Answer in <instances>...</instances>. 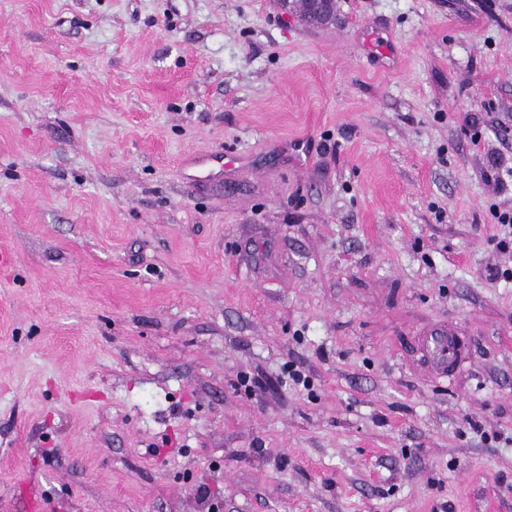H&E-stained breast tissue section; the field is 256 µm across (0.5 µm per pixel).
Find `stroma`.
<instances>
[{"mask_svg":"<svg viewBox=\"0 0 512 512\" xmlns=\"http://www.w3.org/2000/svg\"><path fill=\"white\" fill-rule=\"evenodd\" d=\"M494 160L512 0H0V504L512 512ZM424 347L432 371L443 377L452 375L448 367L453 365L457 369L465 359L460 354L455 334L446 327L438 328L426 336Z\"/></svg>","mask_w":512,"mask_h":512,"instance_id":"obj_1","label":"stroma"}]
</instances>
